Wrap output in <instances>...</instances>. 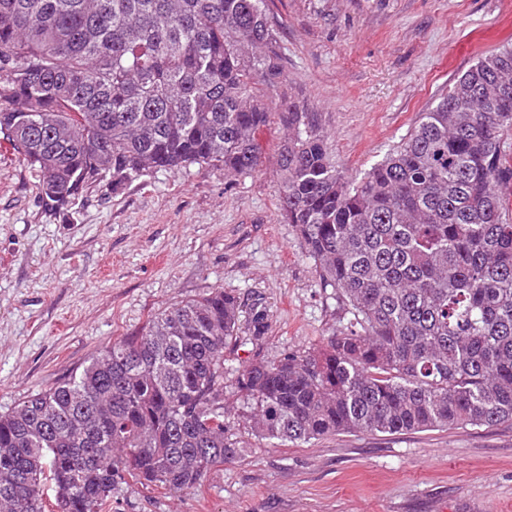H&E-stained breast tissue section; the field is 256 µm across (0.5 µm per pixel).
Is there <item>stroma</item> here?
I'll return each mask as SVG.
<instances>
[{
    "mask_svg": "<svg viewBox=\"0 0 512 512\" xmlns=\"http://www.w3.org/2000/svg\"><path fill=\"white\" fill-rule=\"evenodd\" d=\"M281 55L253 93L314 113L336 170L380 162L479 56L512 43V0H270ZM272 120L262 162L152 170L113 192L84 187L71 216L45 208L38 180L0 140V414L81 371L114 340L214 288L268 313L253 337L241 315L230 365L272 360L339 333L348 315L278 215ZM238 456L191 494L112 492V512H512V422L401 434L328 435L277 445L244 425L226 390Z\"/></svg>",
    "mask_w": 512,
    "mask_h": 512,
    "instance_id": "1",
    "label": "stroma"
}]
</instances>
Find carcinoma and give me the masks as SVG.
Segmentation results:
<instances>
[{"instance_id": "carcinoma-1", "label": "carcinoma", "mask_w": 512, "mask_h": 512, "mask_svg": "<svg viewBox=\"0 0 512 512\" xmlns=\"http://www.w3.org/2000/svg\"><path fill=\"white\" fill-rule=\"evenodd\" d=\"M266 0H0V134L43 205L154 170L259 168L281 74ZM279 213L349 319L320 348L225 367L240 303L167 308L67 381L0 415V512H112V490L190 493L238 455L224 380L261 437L307 443L512 421V48L481 57L362 176L333 167L290 104ZM254 336L266 307L250 308Z\"/></svg>"}]
</instances>
